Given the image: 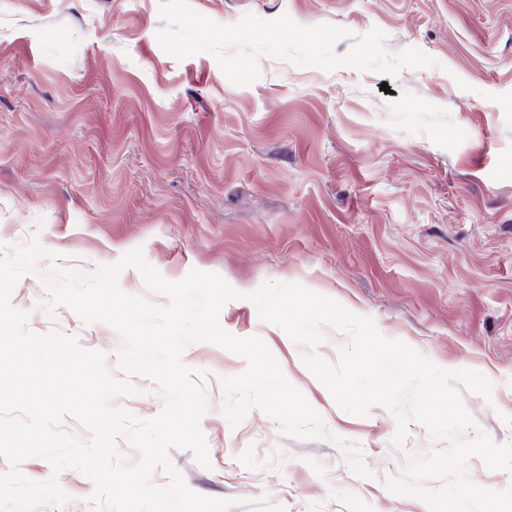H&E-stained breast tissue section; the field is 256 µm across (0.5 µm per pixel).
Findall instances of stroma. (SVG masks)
<instances>
[{
	"instance_id": "1",
	"label": "stroma",
	"mask_w": 512,
	"mask_h": 512,
	"mask_svg": "<svg viewBox=\"0 0 512 512\" xmlns=\"http://www.w3.org/2000/svg\"><path fill=\"white\" fill-rule=\"evenodd\" d=\"M190 4L222 25L286 14L342 27L340 55L376 27L389 52L416 48L436 64L389 77L264 55L242 86L210 53L162 49L161 0H0V257L35 241L49 253L41 269L90 275L138 249L168 280L197 269L238 291L221 327L265 342L328 435L284 436L256 408L231 426L222 380L247 362L191 344L182 361L204 372L211 465L184 448L169 460L195 493L233 500L231 512H429L387 480L408 453L446 441L414 421L399 447L385 406L342 410L302 357L338 364L349 333L325 324L315 347L295 343L246 295L297 283L440 368L483 374L491 399L468 393L465 405L496 444H512V0ZM11 303L26 330L76 337L122 378L121 334L50 307L36 274L21 276ZM130 383L112 406L158 416L157 383ZM19 468L69 496L36 512H93L94 483L78 470L40 457Z\"/></svg>"
}]
</instances>
